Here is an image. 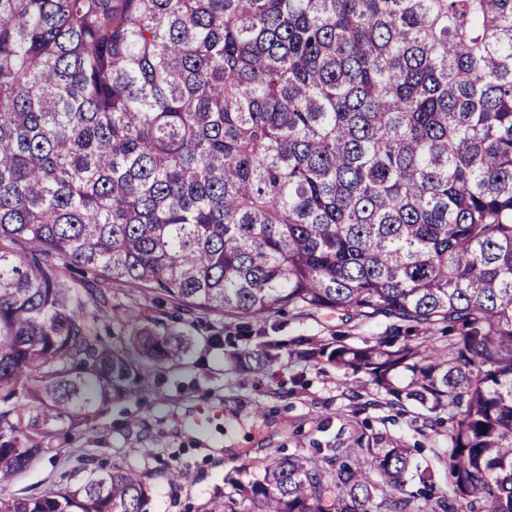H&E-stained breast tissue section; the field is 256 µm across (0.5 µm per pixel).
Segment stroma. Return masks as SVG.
<instances>
[{
	"instance_id": "obj_1",
	"label": "stroma",
	"mask_w": 512,
	"mask_h": 512,
	"mask_svg": "<svg viewBox=\"0 0 512 512\" xmlns=\"http://www.w3.org/2000/svg\"><path fill=\"white\" fill-rule=\"evenodd\" d=\"M207 322L220 331V345L182 316L180 327L194 341L183 364L145 367L146 393L100 408L86 427L60 428L58 454L0 487V497L75 486L99 466L130 467L143 476L147 512H210L237 496V483L258 477L269 455L330 456L360 438L413 449L434 471L437 491L447 490L448 465L438 458L447 430L430 428V411L294 354L299 341L375 343L392 335L389 320L289 308L252 320L248 332L237 318L212 315ZM263 337L282 343L278 359L250 373L231 362V354L255 349ZM173 471L178 479H170Z\"/></svg>"
}]
</instances>
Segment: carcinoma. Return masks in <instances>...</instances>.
I'll return each instance as SVG.
<instances>
[{
    "label": "carcinoma",
    "mask_w": 512,
    "mask_h": 512,
    "mask_svg": "<svg viewBox=\"0 0 512 512\" xmlns=\"http://www.w3.org/2000/svg\"><path fill=\"white\" fill-rule=\"evenodd\" d=\"M69 264L199 322L448 325L443 350L301 353L448 409V491L399 446L273 457L238 491L249 512H512V0H0L1 485L189 348L133 307V351L105 342L109 297ZM0 512L146 496L136 470L94 469Z\"/></svg>",
    "instance_id": "1"
}]
</instances>
